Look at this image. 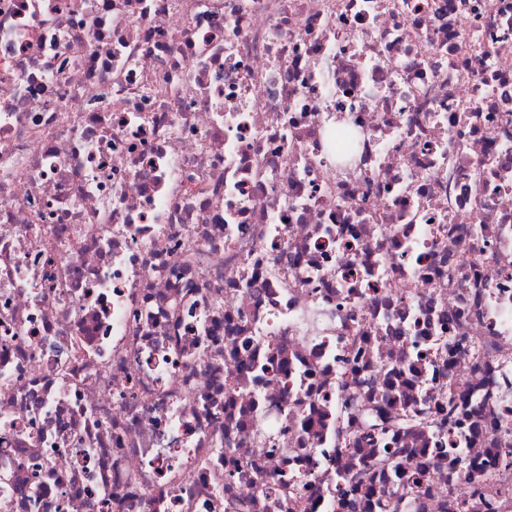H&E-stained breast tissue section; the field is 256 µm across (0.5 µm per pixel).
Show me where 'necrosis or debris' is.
Returning a JSON list of instances; mask_svg holds the SVG:
<instances>
[{
	"mask_svg": "<svg viewBox=\"0 0 512 512\" xmlns=\"http://www.w3.org/2000/svg\"><path fill=\"white\" fill-rule=\"evenodd\" d=\"M507 448L512 0H0V512H512Z\"/></svg>",
	"mask_w": 512,
	"mask_h": 512,
	"instance_id": "necrosis-or-debris-1",
	"label": "necrosis or debris"
}]
</instances>
